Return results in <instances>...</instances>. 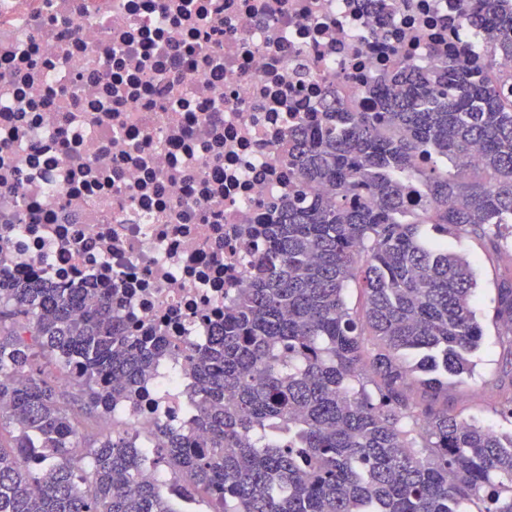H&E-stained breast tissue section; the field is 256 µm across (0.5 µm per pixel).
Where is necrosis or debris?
Returning <instances> with one entry per match:
<instances>
[{
    "mask_svg": "<svg viewBox=\"0 0 512 512\" xmlns=\"http://www.w3.org/2000/svg\"><path fill=\"white\" fill-rule=\"evenodd\" d=\"M459 0H0V268L112 291L168 351L120 423L185 422L188 359L252 280L290 130L475 54Z\"/></svg>",
    "mask_w": 512,
    "mask_h": 512,
    "instance_id": "4bbe7bcc",
    "label": "necrosis or debris"
}]
</instances>
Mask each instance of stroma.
Here are the masks:
<instances>
[{"instance_id":"35a3bbf8","label":"stroma","mask_w":512,"mask_h":512,"mask_svg":"<svg viewBox=\"0 0 512 512\" xmlns=\"http://www.w3.org/2000/svg\"><path fill=\"white\" fill-rule=\"evenodd\" d=\"M425 235L443 243L449 250L467 255L474 263L477 289L475 307L482 326L483 338L474 353L476 363L473 375L448 385V411L464 419H476L486 426L501 422L498 395L512 387V337L504 334L501 326L491 318L503 271L512 266V256L486 258L484 248L470 236L443 235L432 225H424Z\"/></svg>"}]
</instances>
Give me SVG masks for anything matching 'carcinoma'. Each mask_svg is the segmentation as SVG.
<instances>
[{"instance_id":"cac0c4a2","label":"carcinoma","mask_w":512,"mask_h":512,"mask_svg":"<svg viewBox=\"0 0 512 512\" xmlns=\"http://www.w3.org/2000/svg\"><path fill=\"white\" fill-rule=\"evenodd\" d=\"M460 3L491 51L402 66L368 109L333 101L288 138L251 287L191 365L190 432L83 440L69 406L98 421L146 393L165 340L132 335L110 291L87 304L0 273V512H181L198 493L214 512H512V429L448 414V379L472 374L482 338L472 262L420 235L512 248V74L497 70L512 0ZM494 315L511 336L512 268ZM148 461L170 492L141 478Z\"/></svg>"}]
</instances>
